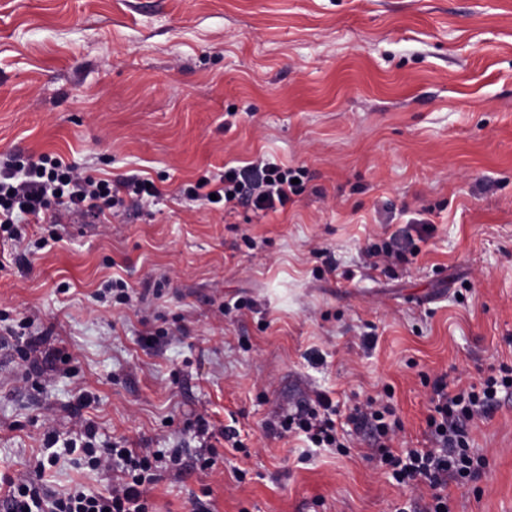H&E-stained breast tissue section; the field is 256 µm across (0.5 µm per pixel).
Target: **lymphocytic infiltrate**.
Segmentation results:
<instances>
[{
	"instance_id": "lymphocytic-infiltrate-1",
	"label": "lymphocytic infiltrate",
	"mask_w": 512,
	"mask_h": 512,
	"mask_svg": "<svg viewBox=\"0 0 512 512\" xmlns=\"http://www.w3.org/2000/svg\"><path fill=\"white\" fill-rule=\"evenodd\" d=\"M302 170L284 169L274 163L250 162L229 168L214 179L199 180L185 188L188 198L213 201L215 207L234 209L248 203L261 212L276 211L286 205L301 187ZM137 199H159L164 192L149 185L147 179L135 176L112 183L79 171L62 159L42 154L38 158L19 160L13 157L0 162V237L10 240L19 236L16 222L30 216L44 224L59 223L62 214H94L103 216L122 202V194ZM512 390V367L500 366L497 374L457 393H449L443 380L433 385V412L427 426L430 447L393 450L392 442L399 427L391 405L370 400L355 407L348 420L355 430L370 429L374 446L383 465L400 486L434 489L429 512H450L443 490L449 481L461 484L472 481L479 473L480 458L472 451L468 424L492 407L500 392ZM337 410L326 395H318L316 406L298 408L283 416L278 436L299 431L318 448L343 449L336 431ZM77 436L86 465L93 471L111 470L121 464L120 478L107 494H88L75 488L65 493L50 492L39 483L45 465L37 463L33 470L6 478L8 490L0 498L5 512H150L143 495L144 484L153 483L159 468L181 469L178 454L162 457L151 452L129 448L96 445V431L90 424H80Z\"/></svg>"
}]
</instances>
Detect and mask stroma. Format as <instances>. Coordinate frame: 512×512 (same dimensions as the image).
Listing matches in <instances>:
<instances>
[{"label": "stroma", "instance_id": "obj_1", "mask_svg": "<svg viewBox=\"0 0 512 512\" xmlns=\"http://www.w3.org/2000/svg\"><path fill=\"white\" fill-rule=\"evenodd\" d=\"M43 153L165 195L0 240V475L54 454L49 488L105 491L78 413L98 447L181 450L152 512L206 487L216 512H396L414 492L369 433L339 426L341 454L269 425L386 398L395 447L424 448L436 379L512 365V0H0V159ZM260 157L306 172L283 211L181 193ZM393 237L414 254L374 264ZM468 431L483 467L451 512H512V394Z\"/></svg>", "mask_w": 512, "mask_h": 512}]
</instances>
